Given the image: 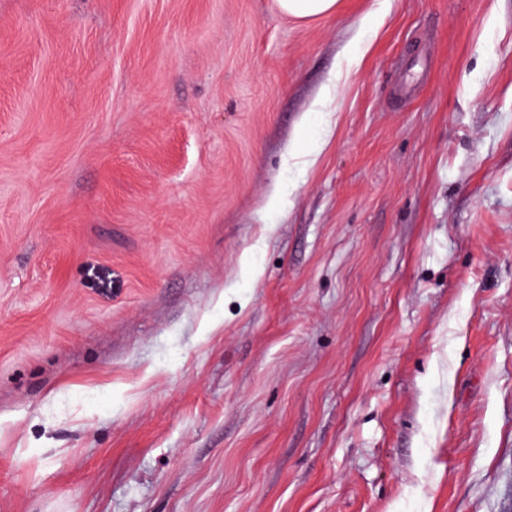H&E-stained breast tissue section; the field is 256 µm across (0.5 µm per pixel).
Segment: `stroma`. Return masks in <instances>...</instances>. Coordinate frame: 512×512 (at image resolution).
Wrapping results in <instances>:
<instances>
[{
    "instance_id": "obj_1",
    "label": "stroma",
    "mask_w": 512,
    "mask_h": 512,
    "mask_svg": "<svg viewBox=\"0 0 512 512\" xmlns=\"http://www.w3.org/2000/svg\"><path fill=\"white\" fill-rule=\"evenodd\" d=\"M0 512H512V0H0ZM339 0H278L279 9L286 15L310 20L336 11Z\"/></svg>"
}]
</instances>
